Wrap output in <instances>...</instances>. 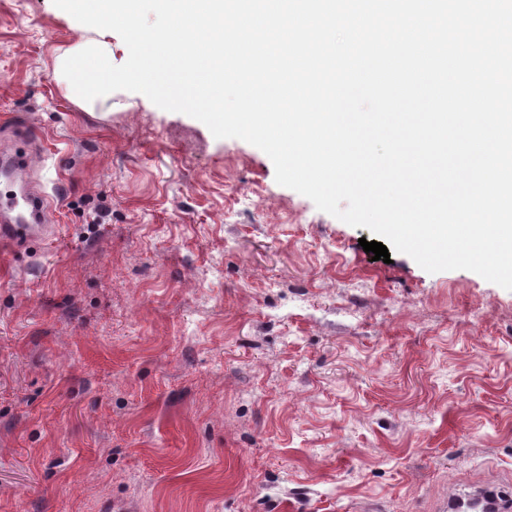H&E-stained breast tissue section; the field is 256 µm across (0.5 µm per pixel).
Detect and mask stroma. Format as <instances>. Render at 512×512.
Listing matches in <instances>:
<instances>
[{
    "mask_svg": "<svg viewBox=\"0 0 512 512\" xmlns=\"http://www.w3.org/2000/svg\"><path fill=\"white\" fill-rule=\"evenodd\" d=\"M0 0V123L58 232L0 247V512H435L512 477V291L430 273L146 96L68 100L96 38ZM5 129H12L19 132V140L17 141V148L22 149L24 154L19 155L16 153L15 164H9V170L16 180H25L23 168L27 163L28 152L33 141L38 139L35 131L29 126L24 119L14 116L10 121L3 123Z\"/></svg>",
    "mask_w": 512,
    "mask_h": 512,
    "instance_id": "35a3bbf8",
    "label": "stroma"
}]
</instances>
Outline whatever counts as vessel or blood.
Returning <instances> with one entry per match:
<instances>
[{
    "instance_id": "obj_1",
    "label": "vessel or blood",
    "mask_w": 512,
    "mask_h": 512,
    "mask_svg": "<svg viewBox=\"0 0 512 512\" xmlns=\"http://www.w3.org/2000/svg\"><path fill=\"white\" fill-rule=\"evenodd\" d=\"M9 129L18 131L17 146L21 151L9 170L16 180H23L25 156L37 135L24 119L13 117L8 121ZM0 213L7 218L0 225V242L15 248L24 247L31 241L51 240L55 234L52 211L48 195L44 190L35 189L26 194L13 191L0 192ZM474 503L486 506L488 512H512V493L494 486H486L472 493H455L448 497V512H460L463 505Z\"/></svg>"
}]
</instances>
